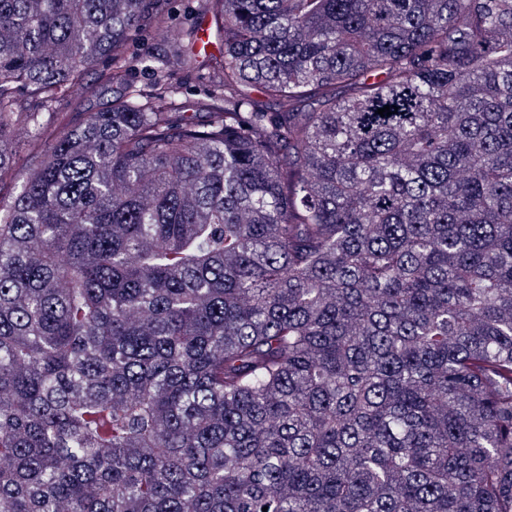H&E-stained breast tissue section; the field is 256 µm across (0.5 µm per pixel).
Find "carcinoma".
Masks as SVG:
<instances>
[{"label":"carcinoma","instance_id":"obj_1","mask_svg":"<svg viewBox=\"0 0 512 512\" xmlns=\"http://www.w3.org/2000/svg\"><path fill=\"white\" fill-rule=\"evenodd\" d=\"M208 6L186 112L161 0H0V172L122 90L0 207V512H512V0ZM204 1H164L166 29L158 31L145 28L133 36L125 48V55L131 66L127 73L129 84L144 91L152 88L160 73L157 74L150 61L171 58V42L178 36L193 31L197 18L204 15L207 8ZM111 69L112 60L102 59L87 71L81 85L63 88L49 112H45L41 133L37 139L29 138V130L24 122L30 96L26 92L19 94L21 116L12 133L16 150L15 166L1 177L0 200L3 205H8L11 200L18 172L34 166L45 145L67 135L83 121L87 112H101L110 107L117 91L115 87L112 88V83L107 78ZM164 74L177 89L180 100L187 105L186 112H197L193 106L206 97L214 77L210 67L203 65L192 70L175 65L169 66Z\"/></svg>","mask_w":512,"mask_h":512}]
</instances>
